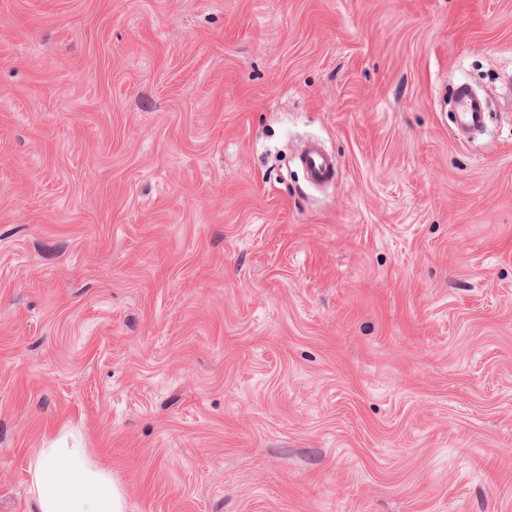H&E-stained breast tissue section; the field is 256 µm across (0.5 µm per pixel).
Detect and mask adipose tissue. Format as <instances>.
<instances>
[{"label":"adipose tissue","instance_id":"adipose-tissue-1","mask_svg":"<svg viewBox=\"0 0 512 512\" xmlns=\"http://www.w3.org/2000/svg\"><path fill=\"white\" fill-rule=\"evenodd\" d=\"M34 512H124L121 484L68 434L45 443L30 457Z\"/></svg>","mask_w":512,"mask_h":512}]
</instances>
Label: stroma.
<instances>
[{
  "label": "stroma",
  "mask_w": 512,
  "mask_h": 512,
  "mask_svg": "<svg viewBox=\"0 0 512 512\" xmlns=\"http://www.w3.org/2000/svg\"><path fill=\"white\" fill-rule=\"evenodd\" d=\"M68 431L125 512H512V0H0V512ZM455 112L453 122L458 131L470 133L483 129L485 112L481 101L468 93L466 84H459L453 92ZM300 163L313 184L322 185L336 177V157L327 151L320 141H311L307 144L300 156Z\"/></svg>",
  "instance_id": "1"
}]
</instances>
